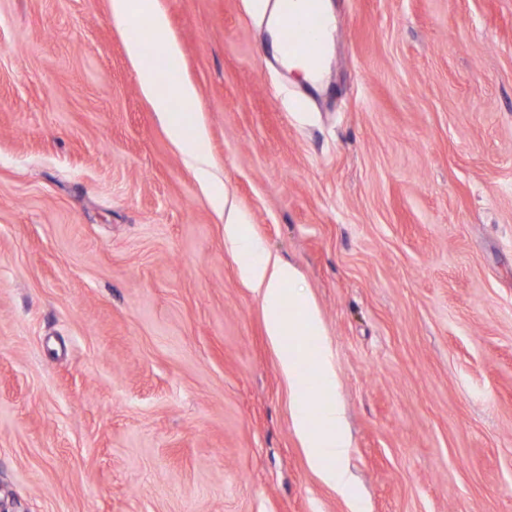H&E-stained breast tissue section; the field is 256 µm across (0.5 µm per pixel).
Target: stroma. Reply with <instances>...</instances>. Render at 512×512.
I'll return each mask as SVG.
<instances>
[{"mask_svg": "<svg viewBox=\"0 0 512 512\" xmlns=\"http://www.w3.org/2000/svg\"><path fill=\"white\" fill-rule=\"evenodd\" d=\"M159 0L216 168L295 264L367 512H512V0ZM110 0H0V512H350ZM284 7L277 22V41L283 62L304 60L311 67L312 79L321 83L320 70L323 44L329 31L327 15L317 0H283Z\"/></svg>", "mask_w": 512, "mask_h": 512, "instance_id": "obj_1", "label": "stroma"}]
</instances>
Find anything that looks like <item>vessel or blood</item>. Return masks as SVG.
<instances>
[{"label":"vessel or blood","instance_id":"1","mask_svg":"<svg viewBox=\"0 0 512 512\" xmlns=\"http://www.w3.org/2000/svg\"><path fill=\"white\" fill-rule=\"evenodd\" d=\"M328 31V17L317 0H284L277 22V41L284 52L283 59L307 62L313 80L318 82L323 79L320 62Z\"/></svg>","mask_w":512,"mask_h":512}]
</instances>
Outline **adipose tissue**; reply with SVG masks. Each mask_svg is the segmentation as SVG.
<instances>
[{"label":"adipose tissue","mask_w":512,"mask_h":512,"mask_svg":"<svg viewBox=\"0 0 512 512\" xmlns=\"http://www.w3.org/2000/svg\"><path fill=\"white\" fill-rule=\"evenodd\" d=\"M112 18L126 23L132 13L145 16L155 45V63L145 66L141 45L131 39L126 44L143 93L151 101L165 125L170 140L179 148L184 163L193 170L214 204L224 214V247L237 260L240 280L259 299L265 314L268 340L279 352V368L294 395L295 432L305 449L310 466L321 481L351 505V512H364L343 461L352 440L344 411L335 401L336 370L328 351H312L297 344L300 336L321 338L322 321L301 295L290 294L300 273L295 266L265 253L260 241L248 230V221L230 200L229 192L214 170L207 150V131L198 120L196 88L176 79L180 49L172 40L168 21L157 0H110ZM313 369L329 401L319 415H311L302 369Z\"/></svg>","instance_id":"adipose-tissue-1"}]
</instances>
